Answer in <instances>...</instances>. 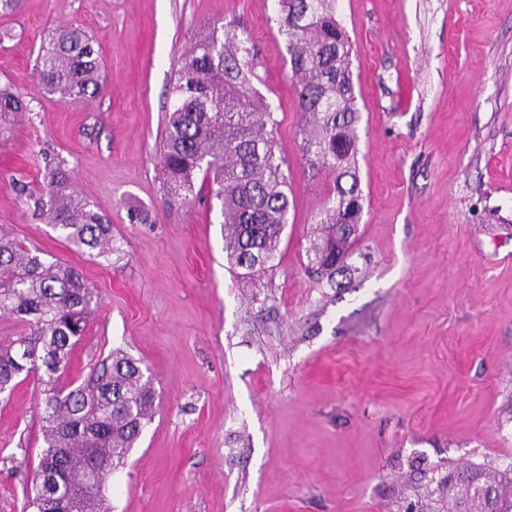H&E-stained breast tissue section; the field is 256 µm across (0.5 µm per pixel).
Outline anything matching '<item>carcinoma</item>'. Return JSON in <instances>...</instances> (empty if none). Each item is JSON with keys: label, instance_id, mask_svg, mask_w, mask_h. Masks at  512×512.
<instances>
[{"label": "carcinoma", "instance_id": "obj_1", "mask_svg": "<svg viewBox=\"0 0 512 512\" xmlns=\"http://www.w3.org/2000/svg\"><path fill=\"white\" fill-rule=\"evenodd\" d=\"M335 5L279 0L280 31L306 118L303 157L326 179L307 267L330 282L357 237L363 201L351 50ZM255 66L248 37L226 36L216 22L205 28L177 72L160 156L168 200L188 203L197 177L208 183L220 204L227 262L249 273L272 267L291 206L274 112L252 84ZM100 69L84 30L57 28L42 46L37 80L61 99H88L100 91ZM29 111L15 87H0V135ZM35 207L76 248L112 253L111 224L70 191L65 163L48 173ZM97 304V292L76 268L48 262L43 251L0 231V314L25 330L0 339V395L30 377L41 395L44 450L27 495L31 512H111L112 471L152 421L155 389L141 362L122 349L102 358L79 385L61 384ZM448 485L459 490L457 512H512L509 472L498 479L451 472Z\"/></svg>", "mask_w": 512, "mask_h": 512}]
</instances>
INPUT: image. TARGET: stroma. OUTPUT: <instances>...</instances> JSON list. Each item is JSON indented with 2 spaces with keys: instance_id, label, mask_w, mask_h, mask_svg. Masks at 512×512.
<instances>
[{
  "instance_id": "35a3bbf8",
  "label": "stroma",
  "mask_w": 512,
  "mask_h": 512,
  "mask_svg": "<svg viewBox=\"0 0 512 512\" xmlns=\"http://www.w3.org/2000/svg\"><path fill=\"white\" fill-rule=\"evenodd\" d=\"M277 0H18L0 85L31 110L0 140V229L82 272L101 304L65 383L114 349L149 368L152 422L112 512H448V473L512 469V0H336L358 93L363 213L350 278H311L325 180L302 157ZM248 36L292 206L273 268L224 255L207 192L165 203L159 165L185 51ZM102 57L90 100L34 82L60 26ZM112 225L79 252L35 210L56 159ZM34 379L0 396V512H25L43 441Z\"/></svg>"
}]
</instances>
